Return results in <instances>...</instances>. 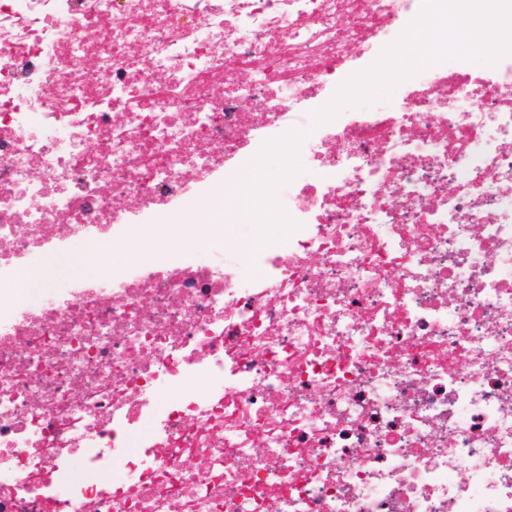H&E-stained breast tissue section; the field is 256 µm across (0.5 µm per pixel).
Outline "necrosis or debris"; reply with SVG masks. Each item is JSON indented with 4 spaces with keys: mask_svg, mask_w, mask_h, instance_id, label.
<instances>
[{
    "mask_svg": "<svg viewBox=\"0 0 512 512\" xmlns=\"http://www.w3.org/2000/svg\"><path fill=\"white\" fill-rule=\"evenodd\" d=\"M468 2L0 0V282L57 290L0 300V512H512V55L328 101ZM289 140L287 245L52 265ZM60 264L64 272L72 279L92 283L97 278L94 261L85 257L80 250H72L60 257ZM35 277V272L28 267L18 269L13 280L0 287V296L7 300H18L24 297L31 290Z\"/></svg>",
    "mask_w": 512,
    "mask_h": 512,
    "instance_id": "necrosis-or-debris-1",
    "label": "necrosis or debris"
}]
</instances>
